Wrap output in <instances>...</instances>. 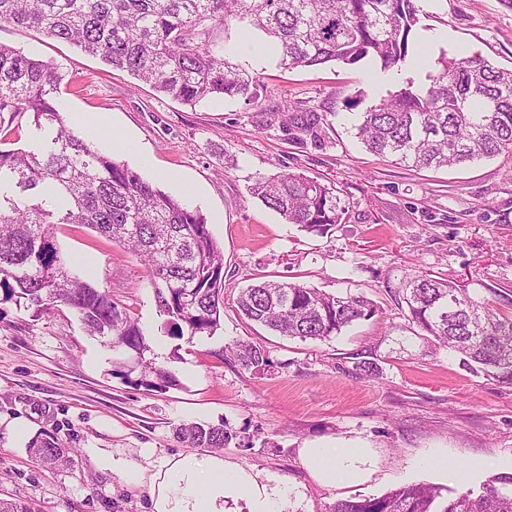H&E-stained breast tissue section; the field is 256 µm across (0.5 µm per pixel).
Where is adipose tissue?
<instances>
[{
    "label": "adipose tissue",
    "mask_w": 512,
    "mask_h": 512,
    "mask_svg": "<svg viewBox=\"0 0 512 512\" xmlns=\"http://www.w3.org/2000/svg\"><path fill=\"white\" fill-rule=\"evenodd\" d=\"M144 464L129 467L123 458L100 449L94 457L104 472L125 470L146 489V512H226L227 501L242 500L247 512H282L286 485L260 478L253 470L226 462L222 455L182 453L154 458L144 452ZM306 464L325 481L354 482L364 476L367 457L360 448L315 447L303 451Z\"/></svg>",
    "instance_id": "obj_1"
}]
</instances>
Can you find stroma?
<instances>
[{"instance_id":"1","label":"stroma","mask_w":512,"mask_h":512,"mask_svg":"<svg viewBox=\"0 0 512 512\" xmlns=\"http://www.w3.org/2000/svg\"><path fill=\"white\" fill-rule=\"evenodd\" d=\"M413 39L426 53L407 75L372 65L329 62L284 69L264 55L266 38L231 25L232 60L255 73L253 101L185 105L76 46L12 25L0 43L61 66L55 105L78 135L96 117L106 135L89 138L190 208L199 210L224 251V322L212 338L183 344L172 367L179 386L146 394L112 374V350L88 335L78 314L58 303L33 315L0 308V497L34 500L41 512H143L141 487L96 468L91 449L130 463L144 450L185 451L184 423L226 425L252 435L249 448H223L225 461L253 469L294 491L284 512H329L338 500L381 496L414 483L452 492L478 489L512 473V385L464 369L458 358L413 324L390 294L406 273L433 271L471 288L512 291V154L448 169L409 168L368 152L355 136L360 109L398 90L404 77L424 80L440 55H478L512 69V0H418ZM325 119L319 137L299 145L279 109ZM127 147L113 148L112 136ZM301 173L334 186L352 216L329 237L286 223L248 191L261 176ZM55 239L75 272L128 306L167 357L147 267L90 228L56 225ZM283 276L321 290L361 293L377 313L325 340L290 339L237 315L242 288ZM249 339L281 368L257 378L219 356ZM378 373L365 377L355 355ZM61 424L70 466L50 470L26 450L49 423ZM357 446L370 458L356 484L320 481L302 451ZM450 455L454 466L436 464Z\"/></svg>"}]
</instances>
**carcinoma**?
<instances>
[{
	"label": "carcinoma",
	"mask_w": 512,
	"mask_h": 512,
	"mask_svg": "<svg viewBox=\"0 0 512 512\" xmlns=\"http://www.w3.org/2000/svg\"><path fill=\"white\" fill-rule=\"evenodd\" d=\"M417 0H0V24L35 29L69 42L185 104L211 98L253 99L257 76L226 57L233 22L270 39L278 64L308 68L370 60L381 71H402L413 52ZM428 83L406 79L360 113L357 137L384 158L415 168L460 165L512 153V69L476 56L438 59ZM60 67L0 44V135L22 129L27 116L47 131L41 150L0 149V304L39 314L62 302L91 336L107 339L122 358L112 374L147 392L179 385L152 352L148 332L131 310L71 270L53 226H89L139 257L154 285L159 331L173 339L213 337L224 320V252L206 217L164 193L140 173L86 143L53 102ZM323 120L292 106L282 126L313 138ZM253 197L286 223L321 237L346 224L350 203L300 173L260 177ZM462 288L443 274L412 273L390 290L412 323L454 352L462 367L512 384V311L499 294ZM239 315L282 336L326 339L377 312L362 294L338 296L299 281L266 279L243 290ZM221 357L261 377L278 367L269 350L248 340L224 346ZM194 448L250 437L225 425L197 423L178 430ZM49 469L71 462L74 449L42 430L27 446ZM0 512H40L32 500L0 498ZM329 512H512V473L486 481L480 492L443 497L441 488L411 484L380 497L339 500Z\"/></svg>",
	"instance_id": "1"
}]
</instances>
